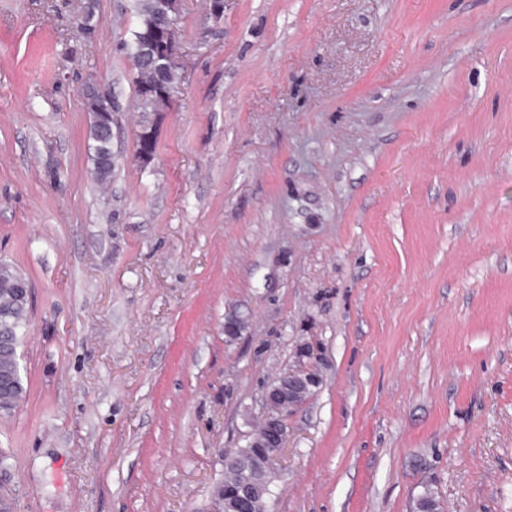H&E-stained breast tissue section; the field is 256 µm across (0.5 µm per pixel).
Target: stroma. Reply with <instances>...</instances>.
<instances>
[{
	"instance_id": "stroma-1",
	"label": "stroma",
	"mask_w": 512,
	"mask_h": 512,
	"mask_svg": "<svg viewBox=\"0 0 512 512\" xmlns=\"http://www.w3.org/2000/svg\"><path fill=\"white\" fill-rule=\"evenodd\" d=\"M0 0V261L33 287L15 512H206L310 343L268 512H512V0H181L135 158L137 19ZM115 167L91 175L87 82ZM250 314L237 339L226 315ZM155 78L156 74L153 71L137 72L134 106L138 112V127L141 133L139 138H136L135 153L141 147L146 150L156 149V117L160 116L167 99L148 94L142 88V83L154 81ZM84 97H87L89 95H93L99 98H102L103 100L107 101L108 104V110H105L102 112L101 115L99 114H93V123L94 125L98 126L102 129V131L105 134H110L112 136V113L115 112V104L112 101V95L111 93L102 88L99 84L95 82H89L85 85V88L83 89ZM96 97H89L86 99V105L89 112H94L98 108L102 106H106V103L100 101ZM415 499V510L421 512H443V504L436 486L426 482Z\"/></svg>"
}]
</instances>
